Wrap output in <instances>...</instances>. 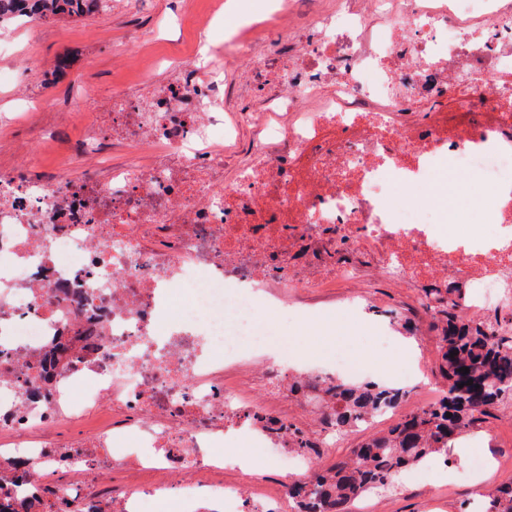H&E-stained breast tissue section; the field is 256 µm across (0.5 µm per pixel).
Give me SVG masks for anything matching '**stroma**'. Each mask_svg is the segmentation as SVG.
Listing matches in <instances>:
<instances>
[{"label":"stroma","instance_id":"1","mask_svg":"<svg viewBox=\"0 0 512 512\" xmlns=\"http://www.w3.org/2000/svg\"><path fill=\"white\" fill-rule=\"evenodd\" d=\"M264 0H234L230 13L206 20V0H112L111 12L87 18L41 21L15 31L12 47L15 55L31 60L27 72L20 76L31 99H39L43 88L39 72L54 64L63 53L76 49L87 64L77 89L59 87V104L73 112L75 122L68 137L60 138L42 160L45 168H54L67 149L69 137L80 136L91 110L90 100L104 97L114 88L128 86L138 91L131 76L141 69L150 79L167 78L165 56L173 48L191 45L196 38L195 25L206 21L204 40L207 45L224 44V28L236 20L253 16ZM138 45L139 56L118 53L121 45ZM15 85H0V134L8 135L9 144L0 155V174L11 172L22 151L45 127L55 121L51 108L22 110ZM305 317L302 321L280 319L277 311L265 312L268 320H281L295 355L289 372H305L334 346L348 348L366 368L365 380H376L399 361L400 351L380 352L377 334L384 333L409 339L405 324L417 320L412 297L407 289L375 278L367 282L323 289L321 294L303 295ZM486 453L493 466L482 483L463 479L462 472L474 454ZM512 478V422L493 416L481 433L457 443L446 460L436 461L406 477L402 485L380 502L378 512H463L479 490L491 489Z\"/></svg>","mask_w":512,"mask_h":512}]
</instances>
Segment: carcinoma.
Instances as JSON below:
<instances>
[{"label":"carcinoma","mask_w":512,"mask_h":512,"mask_svg":"<svg viewBox=\"0 0 512 512\" xmlns=\"http://www.w3.org/2000/svg\"><path fill=\"white\" fill-rule=\"evenodd\" d=\"M111 4L112 0H37L36 9L39 20L47 21L104 14ZM77 61L74 52L56 61L43 82H57ZM431 300L437 308L431 326L438 338L442 397L427 409L406 410L397 424L370 438L349 459L292 482L291 497L304 505V512H352L355 499L367 489L384 487L397 471L448 452L486 418L512 405V335L500 336L490 321L461 315L438 288L431 289ZM465 367L467 374L462 372ZM297 393L306 404L325 410L339 434L406 400V391L398 387L371 381L350 384L339 378L326 388L307 382ZM482 512H512V481L486 496Z\"/></svg>","instance_id":"obj_1"}]
</instances>
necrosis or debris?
I'll return each instance as SVG.
<instances>
[{"mask_svg":"<svg viewBox=\"0 0 512 512\" xmlns=\"http://www.w3.org/2000/svg\"><path fill=\"white\" fill-rule=\"evenodd\" d=\"M332 3L273 0L207 65L183 53L168 78L113 91L68 144L70 163L92 162L83 177L41 171L36 146L0 176L8 512H149L170 497L185 512H302L224 482L246 467L228 436L293 470L336 445L323 413L289 415L303 377L268 356L285 339L259 324L260 297L284 306L379 274L416 292L422 318L424 290L451 288L462 314L512 334V0ZM233 84L262 107L230 123ZM246 124L250 153L227 169ZM456 173L462 192L480 176L490 232L451 231ZM294 428L311 452H293ZM116 470L129 476L117 492ZM145 472L153 482L136 481Z\"/></svg>","mask_w":512,"mask_h":512,"instance_id":"1","label":"necrosis or debris"}]
</instances>
